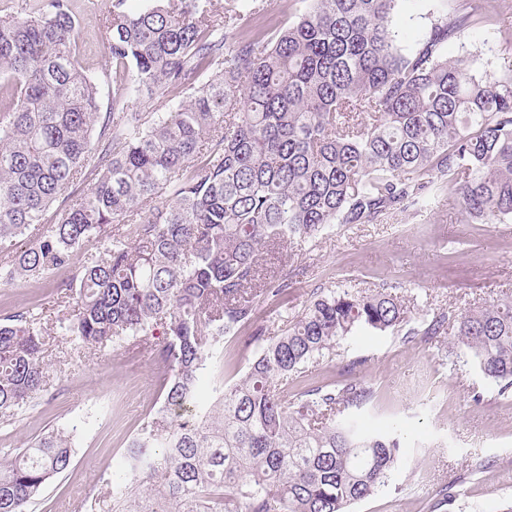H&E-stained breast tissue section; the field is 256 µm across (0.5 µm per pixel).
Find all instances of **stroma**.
I'll return each mask as SVG.
<instances>
[{
  "instance_id": "obj_1",
  "label": "stroma",
  "mask_w": 512,
  "mask_h": 512,
  "mask_svg": "<svg viewBox=\"0 0 512 512\" xmlns=\"http://www.w3.org/2000/svg\"><path fill=\"white\" fill-rule=\"evenodd\" d=\"M79 20L80 64L100 84L101 112L112 107V78L104 69L107 33L101 19L111 0H71ZM483 0H401L392 19L399 45L408 51L421 42L439 16H474L469 27L445 44L452 60L473 74L512 71V9L489 24L479 15ZM426 212L397 209L374 224L336 225L318 242L289 248L287 260L265 252L263 270L287 271L286 299L258 306L253 324L224 345L235 381L251 356L245 350L257 328L278 335L285 319L301 314L313 292L348 284L398 294L417 315L461 313L503 294L512 295V220L469 224L447 181L430 193ZM62 276L39 282L0 284V318L32 308L47 337V385L27 412L0 425V449L23 446L52 424L80 421L82 437L73 468L56 478L42 501L27 512H80L88 494L104 495L100 474L121 455L127 438L160 407L168 368L153 345L77 350L61 336L58 320L76 297L59 289ZM365 364L358 377L373 387L363 414L373 427L398 421L404 448L390 485L350 512H501L512 501V394L497 389L465 356L442 361L436 346L420 338L357 331L309 373V381L340 380L355 359ZM481 402H474V394ZM483 470H476V462ZM453 496L441 501L442 485Z\"/></svg>"
}]
</instances>
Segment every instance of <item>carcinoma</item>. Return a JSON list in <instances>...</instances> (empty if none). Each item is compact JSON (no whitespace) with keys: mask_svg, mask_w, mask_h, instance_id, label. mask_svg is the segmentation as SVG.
<instances>
[{"mask_svg":"<svg viewBox=\"0 0 512 512\" xmlns=\"http://www.w3.org/2000/svg\"><path fill=\"white\" fill-rule=\"evenodd\" d=\"M399 0H309L257 32L262 0H112L103 15L112 111L81 67L70 0L0 15V281L60 270L76 308L59 319L76 346L148 343L171 374L162 407L126 442L105 483L112 512H348L389 486L401 429L356 411L374 390L348 378L292 384L358 329L406 328L459 351L505 395L512 387V297L411 325L403 301L340 285L315 295L224 383V340L259 304L270 249L314 242L335 224H372L448 177L468 223L512 220V74L476 76L444 43L470 16L432 24L400 49ZM177 97L144 112V96ZM98 136H93V132ZM95 182L36 243L50 206ZM148 208L139 223L131 213ZM102 250L78 259L85 241ZM40 321L0 323V418L44 390ZM78 425L48 429L0 460V512H26L73 465Z\"/></svg>","mask_w":512,"mask_h":512,"instance_id":"obj_1","label":"carcinoma"}]
</instances>
